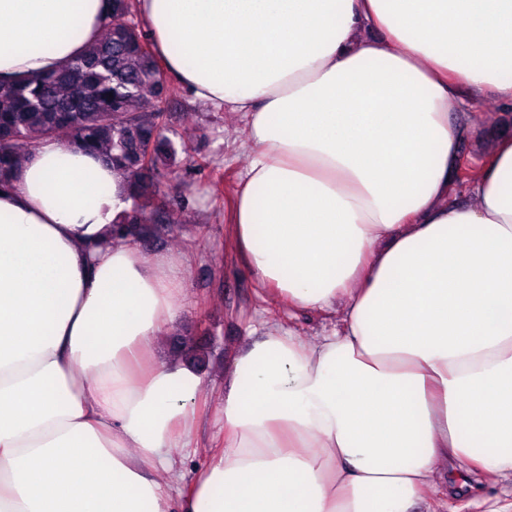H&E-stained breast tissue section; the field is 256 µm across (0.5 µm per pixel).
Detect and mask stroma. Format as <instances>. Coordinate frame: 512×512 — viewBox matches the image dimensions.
<instances>
[{"label":"stroma","instance_id":"stroma-1","mask_svg":"<svg viewBox=\"0 0 512 512\" xmlns=\"http://www.w3.org/2000/svg\"><path fill=\"white\" fill-rule=\"evenodd\" d=\"M460 113L469 125L468 155L479 161L487 131L502 110L497 101L487 99L476 108H461ZM167 126L169 137L185 145L193 160L165 181L159 198L174 232L143 242L140 248L149 258L172 253L189 259L185 299L173 330L152 347L159 363L185 355L189 347H206L200 365L204 378L200 398L206 414L195 434L198 450L171 451L189 482L204 466L205 450L213 446L218 433L220 395L227 381L224 366L234 351L258 337L256 320L249 319V312L267 319L280 318L283 312L274 298L258 297L254 281L224 245L226 198L250 159L243 119L195 99L175 83L167 104ZM201 157L209 160V167L196 166Z\"/></svg>","mask_w":512,"mask_h":512}]
</instances>
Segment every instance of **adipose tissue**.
Returning a JSON list of instances; mask_svg holds the SVG:
<instances>
[{
  "label": "adipose tissue",
  "instance_id": "adipose-tissue-1",
  "mask_svg": "<svg viewBox=\"0 0 512 512\" xmlns=\"http://www.w3.org/2000/svg\"><path fill=\"white\" fill-rule=\"evenodd\" d=\"M165 71L245 122L226 245L276 322L203 382L151 345L187 260L108 231L99 153L44 141L0 192V512H410L440 471L512 480V135L449 194L461 92L512 106V0H137ZM109 0H0V78L97 41ZM378 31V40L367 31ZM289 323L300 335L315 336L330 332L334 328L336 320L315 314H304L289 320Z\"/></svg>",
  "mask_w": 512,
  "mask_h": 512
}]
</instances>
